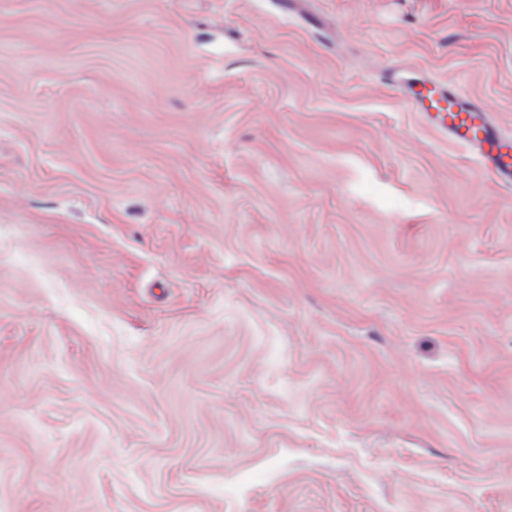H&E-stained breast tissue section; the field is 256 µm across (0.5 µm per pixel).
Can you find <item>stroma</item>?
Here are the masks:
<instances>
[{
	"label": "stroma",
	"instance_id": "stroma-1",
	"mask_svg": "<svg viewBox=\"0 0 512 512\" xmlns=\"http://www.w3.org/2000/svg\"><path fill=\"white\" fill-rule=\"evenodd\" d=\"M0 0V512H512V0ZM405 99L441 134L471 150L500 185L512 187V137L496 130L481 104L431 77L411 84Z\"/></svg>",
	"mask_w": 512,
	"mask_h": 512
}]
</instances>
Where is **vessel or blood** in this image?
I'll return each mask as SVG.
<instances>
[{
  "label": "vessel or blood",
  "mask_w": 512,
  "mask_h": 512,
  "mask_svg": "<svg viewBox=\"0 0 512 512\" xmlns=\"http://www.w3.org/2000/svg\"><path fill=\"white\" fill-rule=\"evenodd\" d=\"M405 99L441 134L471 150L500 185L512 187V137L496 130L481 104L431 77L411 84Z\"/></svg>",
  "instance_id": "obj_1"
}]
</instances>
